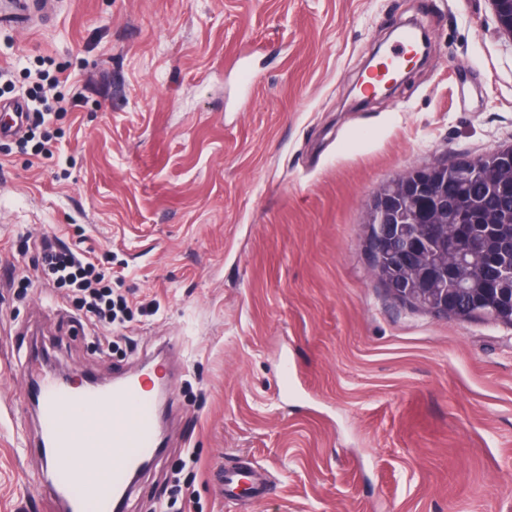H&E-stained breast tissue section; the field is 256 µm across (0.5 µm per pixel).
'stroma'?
Wrapping results in <instances>:
<instances>
[{
    "label": "stroma",
    "mask_w": 512,
    "mask_h": 512,
    "mask_svg": "<svg viewBox=\"0 0 512 512\" xmlns=\"http://www.w3.org/2000/svg\"><path fill=\"white\" fill-rule=\"evenodd\" d=\"M23 7L31 29L0 27V102L43 71L79 105L49 128L53 158L0 138V512H60L27 399L36 346L76 379L145 368L166 387L165 453L127 512L178 485L203 512H512V327L411 309L364 247L382 184L512 145L489 0ZM408 25L426 62L362 99L374 48ZM46 236L111 268L133 312L113 344L42 286ZM242 463L267 489L225 498L214 470Z\"/></svg>",
    "instance_id": "35a3bbf8"
}]
</instances>
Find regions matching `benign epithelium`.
<instances>
[{"instance_id":"obj_1","label":"benign epithelium","mask_w":512,"mask_h":512,"mask_svg":"<svg viewBox=\"0 0 512 512\" xmlns=\"http://www.w3.org/2000/svg\"><path fill=\"white\" fill-rule=\"evenodd\" d=\"M489 2L499 31L512 41V0ZM419 57L412 51L381 92L391 93ZM492 156L489 163L453 164V180L441 175L446 164L440 163L405 171L374 192L366 210L365 246L375 273L385 263L400 266L398 278L379 279L394 299L445 320L484 317L512 326V247L499 253L440 232L475 204L465 192L468 184L481 185L489 199L512 194V146ZM412 195L424 205L418 216L411 210Z\"/></svg>"}]
</instances>
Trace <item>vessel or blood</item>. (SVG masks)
Wrapping results in <instances>:
<instances>
[{"label":"vessel or blood","instance_id":"vessel-or-blood-1","mask_svg":"<svg viewBox=\"0 0 512 512\" xmlns=\"http://www.w3.org/2000/svg\"><path fill=\"white\" fill-rule=\"evenodd\" d=\"M43 452L53 472L63 473L54 490L72 512H122L132 472L160 459L161 406L158 393L144 390L140 379L103 389L92 383L75 387L51 381L39 398ZM97 481L86 484V468ZM224 495L260 496L265 482L258 468L220 469Z\"/></svg>","mask_w":512,"mask_h":512}]
</instances>
